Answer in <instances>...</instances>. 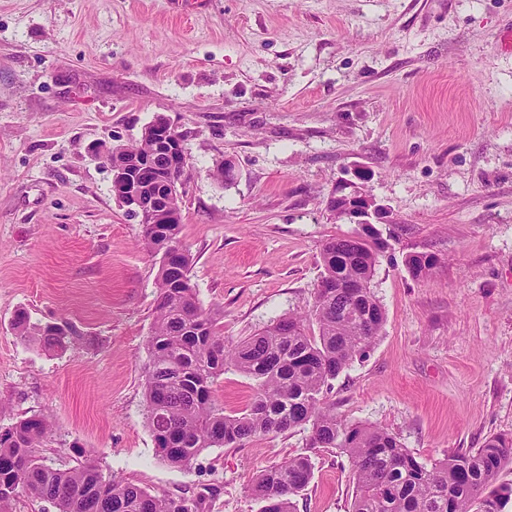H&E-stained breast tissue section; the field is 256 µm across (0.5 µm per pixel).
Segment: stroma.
<instances>
[{
  "mask_svg": "<svg viewBox=\"0 0 512 512\" xmlns=\"http://www.w3.org/2000/svg\"><path fill=\"white\" fill-rule=\"evenodd\" d=\"M174 123L189 168L180 238L233 346L312 306L328 202L354 170L392 211L371 282L385 311L325 401L421 463L512 436V0H0V431L46 416L48 464L91 458L202 512H259L248 485L310 452L298 512H351L352 467L309 429L159 456L144 367L157 257L111 190L104 148ZM234 177L217 182L221 160ZM437 255L413 277L406 258ZM72 324L52 352L14 317ZM253 381L215 390L243 412Z\"/></svg>",
  "mask_w": 512,
  "mask_h": 512,
  "instance_id": "35a3bbf8",
  "label": "stroma"
}]
</instances>
